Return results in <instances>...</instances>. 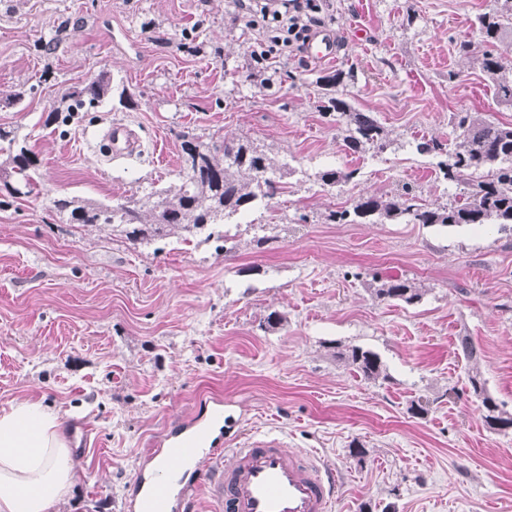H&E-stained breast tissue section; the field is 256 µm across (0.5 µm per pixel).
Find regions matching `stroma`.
<instances>
[{
	"instance_id": "1",
	"label": "stroma",
	"mask_w": 512,
	"mask_h": 512,
	"mask_svg": "<svg viewBox=\"0 0 512 512\" xmlns=\"http://www.w3.org/2000/svg\"><path fill=\"white\" fill-rule=\"evenodd\" d=\"M496 5L319 0L336 60L274 52L261 68L277 79L262 87L244 71L270 29L237 0H0V127L26 136L40 174L37 193L0 206V408L40 399L94 427L54 512H124L153 439L215 396L240 422L226 444L275 436L331 463L334 512H512V431L485 427L467 385L479 370L512 411V232L326 221L406 184L428 203L461 193L410 143L456 149V112L512 123L493 81L453 51L463 37L484 51L476 18ZM336 68L354 70L349 98L388 132L386 152L347 151L319 112L314 80ZM102 71L110 99L48 123L67 88ZM20 86L21 106L3 104ZM113 123L135 132L131 156L101 155ZM188 133L249 138L286 166L287 191L236 227L231 250L201 237L134 244L56 215L59 195L115 205L177 184ZM326 169L358 175L328 187L315 177ZM260 224L275 230L259 247ZM376 276L413 281L421 301L376 299ZM273 310L287 321L272 331ZM465 335L478 362L458 348ZM337 344L376 352L387 380H361ZM417 400L427 413H410Z\"/></svg>"
}]
</instances>
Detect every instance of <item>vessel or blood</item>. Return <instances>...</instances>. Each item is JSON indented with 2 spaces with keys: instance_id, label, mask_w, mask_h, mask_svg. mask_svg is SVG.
Instances as JSON below:
<instances>
[{
  "instance_id": "b4317fda",
  "label": "vessel or blood",
  "mask_w": 512,
  "mask_h": 512,
  "mask_svg": "<svg viewBox=\"0 0 512 512\" xmlns=\"http://www.w3.org/2000/svg\"><path fill=\"white\" fill-rule=\"evenodd\" d=\"M305 52L311 60L337 56L336 38L313 32ZM108 156L132 152L135 137L121 124L102 131ZM220 444L209 441L196 416L179 420L145 455L139 480L129 496L131 512H182L206 489L211 512H332L335 470L317 460L291 453L272 436L250 438L232 449V464L219 465Z\"/></svg>"
}]
</instances>
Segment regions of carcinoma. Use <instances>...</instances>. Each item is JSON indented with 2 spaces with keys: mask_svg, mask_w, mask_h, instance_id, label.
Segmentation results:
<instances>
[{
  "mask_svg": "<svg viewBox=\"0 0 512 512\" xmlns=\"http://www.w3.org/2000/svg\"><path fill=\"white\" fill-rule=\"evenodd\" d=\"M479 36L486 49L477 57L480 70L495 83L498 102L512 107V0L478 16ZM352 71L336 69L316 80L326 91L322 113L336 115L342 124L344 146L353 153L383 152L390 139L381 124L368 112L356 110L346 94ZM111 79L100 72L69 87L61 106L50 120L66 123L85 106H94L108 97ZM461 130V142L453 153L437 139L415 142L421 154H447L438 163L439 177L469 186L452 201L425 204L413 187L405 185L392 194L370 195L348 209L332 210L327 220L338 224H442L444 226L497 224L512 231V124L506 125L470 112L453 114ZM0 190L10 198L31 194L38 186L34 178L38 158L20 143L17 131L0 128ZM183 178L175 189L150 191L117 205L97 204L78 197L53 199L56 213L73 224H110L112 231L134 244H151L173 236L205 235L224 243L233 235L227 221L234 215L270 202L285 191L284 172L263 151L247 139L222 145L193 137L182 143ZM356 171L323 170L318 180L336 186L354 178ZM381 301L414 305L421 290L408 279L389 276L373 289ZM336 359L362 380L375 383L386 379L381 358L360 346L339 347ZM469 390L481 402L482 420L491 430H512V413L504 410L489 394L479 371L468 376Z\"/></svg>",
  "mask_w": 512,
  "mask_h": 512,
  "instance_id": "cac0c4a2",
  "label": "carcinoma"
}]
</instances>
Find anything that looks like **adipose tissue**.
Here are the masks:
<instances>
[{"instance_id":"adipose-tissue-1","label":"adipose tissue","mask_w":512,"mask_h":512,"mask_svg":"<svg viewBox=\"0 0 512 512\" xmlns=\"http://www.w3.org/2000/svg\"><path fill=\"white\" fill-rule=\"evenodd\" d=\"M66 418L35 400L0 410V512H51L68 494L75 470Z\"/></svg>"}]
</instances>
